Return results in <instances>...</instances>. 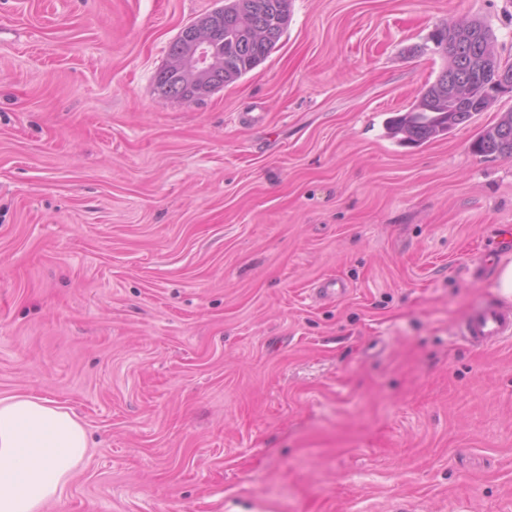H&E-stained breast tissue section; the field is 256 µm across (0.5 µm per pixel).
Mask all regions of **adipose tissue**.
Returning <instances> with one entry per match:
<instances>
[{
	"mask_svg": "<svg viewBox=\"0 0 512 512\" xmlns=\"http://www.w3.org/2000/svg\"><path fill=\"white\" fill-rule=\"evenodd\" d=\"M87 449L79 419L47 398H0V512H43Z\"/></svg>",
	"mask_w": 512,
	"mask_h": 512,
	"instance_id": "obj_1",
	"label": "adipose tissue"
}]
</instances>
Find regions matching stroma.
<instances>
[{"instance_id":"stroma-1","label":"stroma","mask_w":512,"mask_h":512,"mask_svg":"<svg viewBox=\"0 0 512 512\" xmlns=\"http://www.w3.org/2000/svg\"><path fill=\"white\" fill-rule=\"evenodd\" d=\"M224 0H0V397L88 450L45 512H512L497 301L505 92L446 137L387 130L512 0H291L276 48L195 100L156 74ZM333 277L346 296L319 298ZM156 86L159 92L168 98L192 100L189 96L187 79L178 74H170L164 77H155ZM476 149L487 155H512V112L503 115L496 123L484 127L478 134ZM462 338L473 346H488L512 339V308L489 302L473 309L459 327Z\"/></svg>"}]
</instances>
